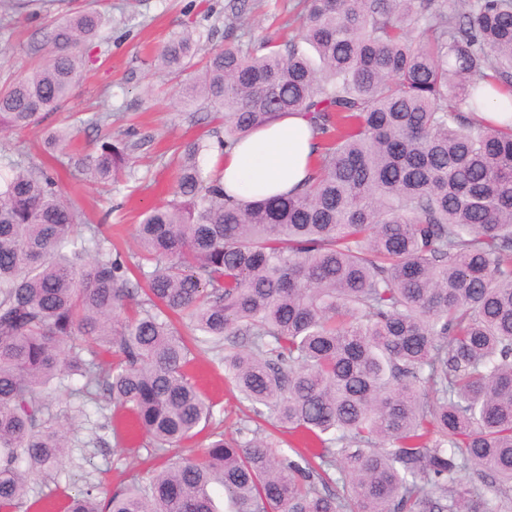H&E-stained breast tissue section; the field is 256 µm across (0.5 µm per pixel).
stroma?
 <instances>
[{"mask_svg":"<svg viewBox=\"0 0 512 512\" xmlns=\"http://www.w3.org/2000/svg\"><path fill=\"white\" fill-rule=\"evenodd\" d=\"M230 0H35L12 20L0 21V89L15 75L40 63L47 51L46 26L75 9L99 10L105 24L103 38L91 46L82 65V79L65 111L51 114L42 125L0 133V173L10 161H46L59 178L65 197L83 206L88 223L99 227L123 256L136 250L135 226L150 208L168 202L174 194L173 151L194 139L214 146L218 123L197 104L178 103L175 89L191 77L175 76L159 65L157 54L177 32L193 31L198 37L194 68L209 54L230 43L255 44L264 39L285 40L299 27L298 0H248L245 23L232 15ZM107 101L108 123L96 124L94 106ZM72 127L77 152H93L105 141H119L131 149L132 162L111 189L86 179L74 165L77 152H60L46 158V130ZM197 384L215 404L226 436H235L246 411L228 384L224 369L213 354H198ZM122 414L97 412L87 406L76 424L78 444L71 460L51 476L34 482L39 499L31 512H65L68 496L90 484L113 488L136 474L150 451L142 447L90 446L95 428L116 425Z\"/></svg>","mask_w":512,"mask_h":512,"instance_id":"35a3bbf8","label":"stroma"}]
</instances>
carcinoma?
I'll return each mask as SVG.
<instances>
[{"instance_id": "obj_1", "label": "carcinoma", "mask_w": 512, "mask_h": 512, "mask_svg": "<svg viewBox=\"0 0 512 512\" xmlns=\"http://www.w3.org/2000/svg\"><path fill=\"white\" fill-rule=\"evenodd\" d=\"M303 3L319 63L267 39L212 52L182 88L223 113L228 149L307 113L316 156L295 193L235 199L204 173L209 144L187 142L131 263L44 167L0 180V512L65 463L89 401L131 413L157 454L194 440L214 419L196 350L316 450L214 432L66 512H512V118H477L512 92V0ZM102 27L91 7L52 25L47 58L0 91L1 132L64 110ZM195 47L177 35L158 60L182 73ZM128 162L118 142L75 166L110 183ZM65 380L80 402L55 415Z\"/></svg>"}]
</instances>
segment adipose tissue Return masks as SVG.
<instances>
[{"instance_id": "adipose-tissue-1", "label": "adipose tissue", "mask_w": 512, "mask_h": 512, "mask_svg": "<svg viewBox=\"0 0 512 512\" xmlns=\"http://www.w3.org/2000/svg\"><path fill=\"white\" fill-rule=\"evenodd\" d=\"M316 145L311 121L301 112L282 116L250 133L219 155L226 194L260 200L300 189L308 177Z\"/></svg>"}]
</instances>
